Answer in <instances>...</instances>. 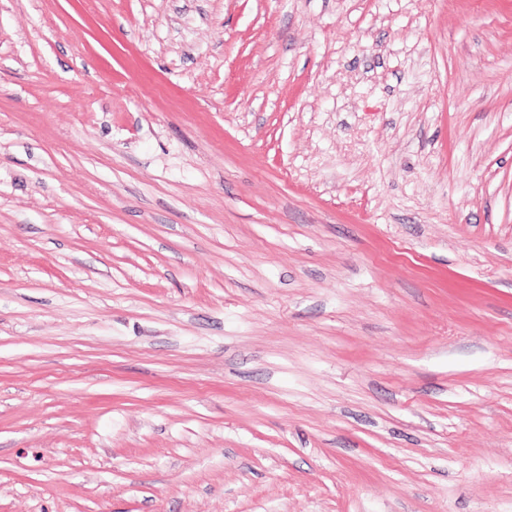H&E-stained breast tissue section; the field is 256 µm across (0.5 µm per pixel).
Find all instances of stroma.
<instances>
[{"mask_svg":"<svg viewBox=\"0 0 512 512\" xmlns=\"http://www.w3.org/2000/svg\"><path fill=\"white\" fill-rule=\"evenodd\" d=\"M0 512H512V0H0Z\"/></svg>","mask_w":512,"mask_h":512,"instance_id":"obj_1","label":"stroma"}]
</instances>
